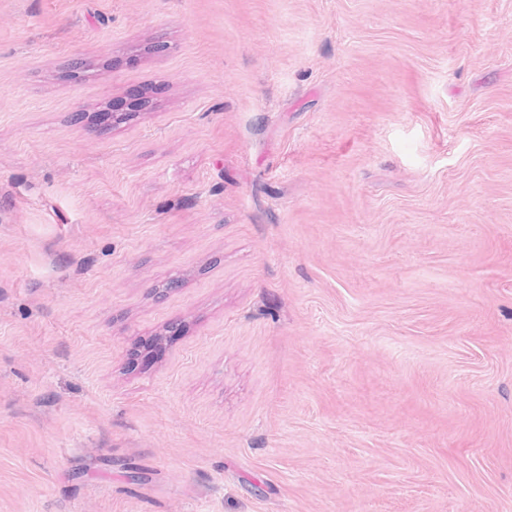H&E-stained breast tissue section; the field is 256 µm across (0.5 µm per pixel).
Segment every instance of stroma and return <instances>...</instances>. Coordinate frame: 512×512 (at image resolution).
I'll return each instance as SVG.
<instances>
[{
  "label": "stroma",
  "instance_id": "1",
  "mask_svg": "<svg viewBox=\"0 0 512 512\" xmlns=\"http://www.w3.org/2000/svg\"><path fill=\"white\" fill-rule=\"evenodd\" d=\"M0 512H512V0H0Z\"/></svg>",
  "mask_w": 512,
  "mask_h": 512
}]
</instances>
